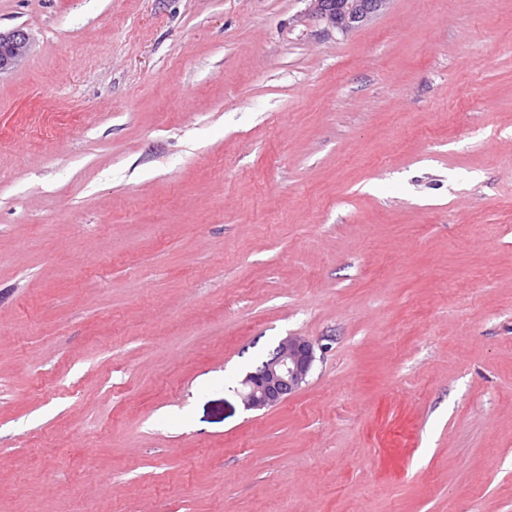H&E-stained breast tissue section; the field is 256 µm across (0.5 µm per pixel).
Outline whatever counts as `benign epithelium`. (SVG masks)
<instances>
[{
  "label": "benign epithelium",
  "mask_w": 512,
  "mask_h": 512,
  "mask_svg": "<svg viewBox=\"0 0 512 512\" xmlns=\"http://www.w3.org/2000/svg\"><path fill=\"white\" fill-rule=\"evenodd\" d=\"M309 14L342 33L361 27L386 9L390 0H308ZM29 37L21 29L0 31V73L27 54ZM315 362V345L302 336L279 343L267 359L242 380V400L249 410L277 407L306 383Z\"/></svg>",
  "instance_id": "benign-epithelium-1"
}]
</instances>
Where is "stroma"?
I'll return each mask as SVG.
<instances>
[{
    "label": "stroma",
    "mask_w": 512,
    "mask_h": 512,
    "mask_svg": "<svg viewBox=\"0 0 512 512\" xmlns=\"http://www.w3.org/2000/svg\"><path fill=\"white\" fill-rule=\"evenodd\" d=\"M0 512H512V0H0ZM289 336L302 388L245 409ZM309 14L342 33L361 27L386 9L390 0H305ZM29 37L21 29L0 30V74L17 65L27 54ZM315 345L302 336H289L242 380V400L249 410L277 407L306 383L315 362Z\"/></svg>",
    "instance_id": "35a3bbf8"
}]
</instances>
